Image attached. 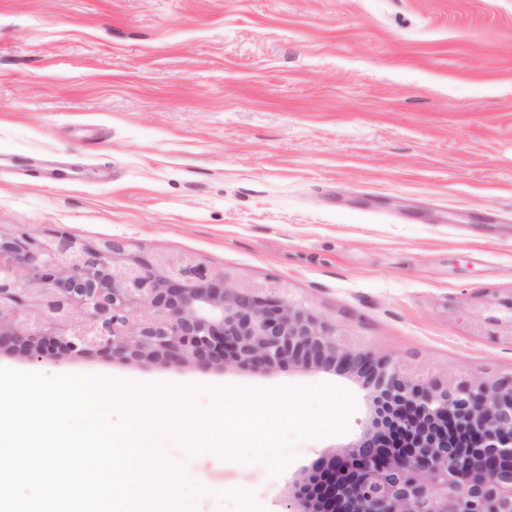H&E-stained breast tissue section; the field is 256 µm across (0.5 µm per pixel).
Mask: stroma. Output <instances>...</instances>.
Segmentation results:
<instances>
[{"label":"stroma","instance_id":"obj_1","mask_svg":"<svg viewBox=\"0 0 512 512\" xmlns=\"http://www.w3.org/2000/svg\"><path fill=\"white\" fill-rule=\"evenodd\" d=\"M0 234L175 255L275 283L381 356L512 372V0H0ZM0 367L354 397L280 474L166 457L194 512H286L369 412L334 372L99 353Z\"/></svg>","mask_w":512,"mask_h":512}]
</instances>
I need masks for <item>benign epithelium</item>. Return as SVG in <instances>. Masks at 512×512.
Listing matches in <instances>:
<instances>
[{
  "instance_id": "obj_1",
  "label": "benign epithelium",
  "mask_w": 512,
  "mask_h": 512,
  "mask_svg": "<svg viewBox=\"0 0 512 512\" xmlns=\"http://www.w3.org/2000/svg\"><path fill=\"white\" fill-rule=\"evenodd\" d=\"M94 350L358 381L370 415L343 454L294 483L300 512H512V374L380 357L281 289L181 257L0 235V352Z\"/></svg>"
}]
</instances>
